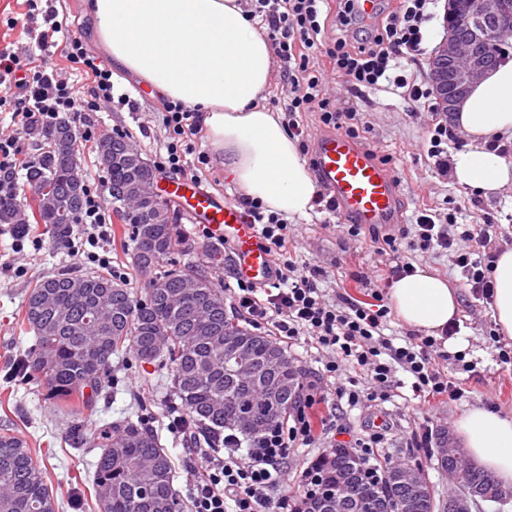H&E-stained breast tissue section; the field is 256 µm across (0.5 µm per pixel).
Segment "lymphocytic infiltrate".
<instances>
[{"mask_svg": "<svg viewBox=\"0 0 512 512\" xmlns=\"http://www.w3.org/2000/svg\"><path fill=\"white\" fill-rule=\"evenodd\" d=\"M433 0H381L371 22H363L355 10V0H339L336 25L341 34L325 35L321 19L330 0H249L247 14L259 19L275 49L284 80L294 90L285 107L288 134L304 136L297 116L318 113L325 126L358 137L359 123L354 113L340 109L323 89L318 58H327L333 70L357 91H371L390 85L401 89L408 106H432L433 92L427 77L408 73L407 64L424 55L423 25L430 17ZM72 68L93 83L92 98L82 97L75 85L61 79L47 66H31L29 59L13 51L0 52V85L26 71L21 95L0 96V107L9 106L18 129L48 128L62 117H80L99 111L113 99L109 71L101 69L96 57L79 40L65 47ZM163 122L168 130L165 154L159 155V168H183V143L198 135L202 125L198 113L179 103L164 106ZM240 205L256 224L263 247L273 259L276 288L261 290L252 282L238 279L235 292L237 309L257 325L269 324L276 336L288 341L307 337L326 355L319 377L306 381L301 397L284 424L264 436L246 454L228 449L197 472L192 512H284L282 502L270 493L277 487L293 448L310 445L315 429L309 411L326 401L329 394L346 399L348 405L383 401L389 398L397 371L408 373L416 394L438 401L457 400L461 388L449 381L437 364L441 342L431 336L395 345L384 334L388 308L383 294L374 291V301L364 305L348 294L326 299L317 280L321 271L298 267L293 259L294 236L279 213L263 202L247 197ZM81 224L87 230L86 247L76 248L83 264L94 269H111L108 254L97 253L98 244L109 242L112 219L101 197L88 192ZM413 234L372 232L378 240V253H392L398 263L397 275L412 271L408 257L413 251H445L461 276V283L473 295L491 300L494 294L492 266L499 252V227L495 224L436 223L432 212L422 210ZM366 387H359V380Z\"/></svg>", "mask_w": 512, "mask_h": 512, "instance_id": "1", "label": "lymphocytic infiltrate"}]
</instances>
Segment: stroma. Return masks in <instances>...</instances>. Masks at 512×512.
<instances>
[{
  "instance_id": "35a3bbf8",
  "label": "stroma",
  "mask_w": 512,
  "mask_h": 512,
  "mask_svg": "<svg viewBox=\"0 0 512 512\" xmlns=\"http://www.w3.org/2000/svg\"><path fill=\"white\" fill-rule=\"evenodd\" d=\"M63 19L62 30L53 36L57 44L72 37L79 38L85 48L99 55L102 68H109L102 58L84 14L80 0H53ZM42 15H31L24 0H0V50L8 49L21 56L42 57L37 43L45 30ZM115 94L129 95L130 104L118 102L98 112L83 115V122L97 132L125 130L147 161H154L166 143L168 132L158 114L163 100L158 95L142 98L137 92L138 80L120 74L112 79ZM328 91L340 106L357 112L365 122L359 141L378 155L389 156V164L400 183L402 192L401 227H408L419 210L431 208L438 217L454 215L459 224H498L512 248V188L490 197L480 198L451 178L436 175L428 164L424 138L429 116L424 108L409 111L403 99L390 91L359 93L352 90L335 73L325 76ZM198 151L208 152L209 165L198 168L196 153L186 155L187 169H199L201 182L217 195L240 196V189L224 175L221 158L211 151L208 141L197 144ZM326 215L312 210L309 216L291 220L290 228L296 239V261L316 266L325 276L319 286L327 297L345 293L353 299L371 301L368 277L389 274L394 258L378 254L369 233L353 237L336 224L326 223ZM177 222L187 238L207 242L222 252L224 264L211 268L214 281L221 287L236 285V265L228 244L215 239H203L198 225L188 223L185 215ZM8 227L0 228V433L8 432L23 439L32 448L46 473L54 492L57 512H77L72 505L74 493L90 487L98 459V430L127 418H143L158 432L171 456L177 472L175 487L183 502L192 499V472L207 465L208 458L188 451L185 439L170 432L168 424L177 413L175 406L166 404L165 392L171 384L167 372L130 365L128 355L113 357L114 386L105 388L96 399L95 409L84 421L81 434H72L74 418L55 401L50 400L38 377L17 374L16 367L33 343L32 333L22 326L23 305L29 291L42 278L54 274L62 266L79 267L69 242L44 234L40 247L25 244L14 250ZM414 265L425 267L446 278L456 288L460 298L457 319L459 332L444 341L445 358L439 368L462 387L461 399L445 404L424 401L411 388L408 373L397 372V387L393 397L377 406H342L339 415H332L330 406L320 405V422L311 445L296 448L274 496L296 503L304 491L300 475L322 451L336 427L350 432L364 429L369 422L384 425L386 440L375 449L374 458L390 452L413 463L425 460L426 449L417 447L414 433L421 421L430 428L454 427L456 421L475 407L512 418V365L501 363L489 342V332L495 322L492 308L486 301L475 298L461 287L459 274L453 268L448 253H414Z\"/></svg>"
}]
</instances>
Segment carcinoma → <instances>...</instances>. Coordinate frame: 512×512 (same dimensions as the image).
Instances as JSON below:
<instances>
[{"label": "carcinoma", "mask_w": 512, "mask_h": 512, "mask_svg": "<svg viewBox=\"0 0 512 512\" xmlns=\"http://www.w3.org/2000/svg\"><path fill=\"white\" fill-rule=\"evenodd\" d=\"M123 135L104 134L95 143L98 161L112 188V211L128 226L130 266L151 274L135 292L125 280L103 274L58 271L40 281L27 295L23 325L33 332V344L22 364L44 381L47 396L65 410L80 406L93 411L100 390L113 383L112 354L128 351L138 364L170 371V395L180 400L186 416L220 448L228 431L249 445L274 429L301 394L302 376L294 358L276 338L256 332L227 312L224 290L204 267L221 266L224 254L183 237L164 206L151 224H134L127 208L152 209L144 189L130 201L121 195L138 172ZM81 170L77 135L59 124L44 136L40 152L25 165L24 185L32 191L31 212L18 201L19 190L0 196V224L21 227L41 224L66 240L80 223L86 187L63 192L69 171ZM200 249L204 263L186 266L180 255ZM99 458L92 481L97 512H182L174 486L171 457L159 434L142 420L121 421L98 433ZM429 462L447 473H458L459 491L474 492L479 502L511 499L500 481L454 450ZM321 467L325 486L333 490L352 470V458L342 448L326 454ZM405 467L388 459L364 477L359 497L375 512H448L447 499L437 498L431 482L399 483ZM55 499L44 472L25 441L0 434V512H55Z\"/></svg>", "instance_id": "carcinoma-1"}]
</instances>
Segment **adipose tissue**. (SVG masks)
<instances>
[{"label": "adipose tissue", "instance_id": "adipose-tissue-1", "mask_svg": "<svg viewBox=\"0 0 512 512\" xmlns=\"http://www.w3.org/2000/svg\"><path fill=\"white\" fill-rule=\"evenodd\" d=\"M84 9L115 70L199 112L247 197L289 219L313 209L316 186L299 148L260 102L273 54L242 0H84ZM453 123L467 139L452 157L454 181L483 198L512 187V159L493 146L512 137V60L471 88ZM492 278L495 324L512 339V249L499 253ZM388 297L403 324L433 336L459 313L456 291L424 267L394 279ZM456 429L474 461L512 484V419L475 408Z\"/></svg>", "mask_w": 512, "mask_h": 512}]
</instances>
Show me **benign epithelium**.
<instances>
[{"mask_svg":"<svg viewBox=\"0 0 512 512\" xmlns=\"http://www.w3.org/2000/svg\"><path fill=\"white\" fill-rule=\"evenodd\" d=\"M446 15L453 21L429 62V79L438 110L453 115L469 87L495 67L494 52L512 42V0H477L471 13L460 10L459 0H447ZM472 494L452 498L450 512H476Z\"/></svg>","mask_w":512,"mask_h":512,"instance_id":"benign-epithelium-1","label":"benign epithelium"}]
</instances>
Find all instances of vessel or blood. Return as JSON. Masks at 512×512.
I'll return each instance as SVG.
<instances>
[{"instance_id": "1", "label": "vessel or blood", "mask_w": 512, "mask_h": 512, "mask_svg": "<svg viewBox=\"0 0 512 512\" xmlns=\"http://www.w3.org/2000/svg\"><path fill=\"white\" fill-rule=\"evenodd\" d=\"M314 163L323 189L344 219L364 226L397 223L400 185L372 150L346 133L329 131L317 142ZM170 195L184 202L190 222L204 224L211 236L229 242L244 277L258 284L267 281L272 270L270 256L243 210L193 178L174 181Z\"/></svg>"}]
</instances>
